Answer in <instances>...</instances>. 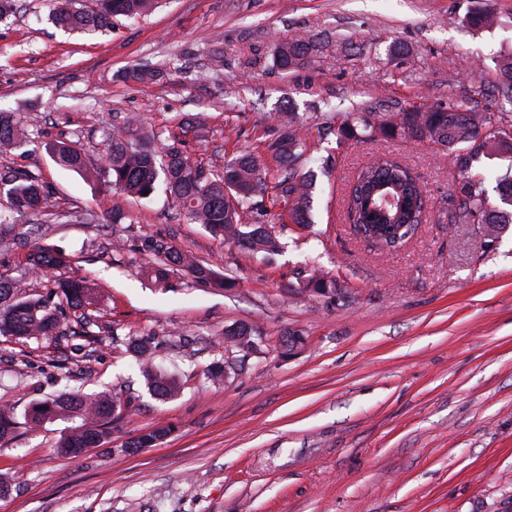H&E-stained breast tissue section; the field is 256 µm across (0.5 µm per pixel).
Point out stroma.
Instances as JSON below:
<instances>
[{"mask_svg":"<svg viewBox=\"0 0 512 512\" xmlns=\"http://www.w3.org/2000/svg\"><path fill=\"white\" fill-rule=\"evenodd\" d=\"M50 0H21L0 21V110L34 133L8 156L53 191L50 223L27 242L0 243V275H22L30 245L69 255L63 276L100 291L96 343L0 337V405L23 415L36 400L79 388L116 392L122 410L109 441L76 456L55 446L70 423L20 424L0 442L11 483L0 512H512V227L488 242L480 225L451 222L462 175L447 152L410 138L359 141L324 134L351 112L469 101L512 60V0H159L106 33L56 28ZM475 10L495 24L471 29ZM304 38L306 63L280 71L277 45ZM159 68L133 83L131 67ZM291 101L317 173L313 224H292L285 205L268 218L288 243L274 261L215 240L189 223L163 189L144 199L54 163L46 143L79 142L90 163L106 132L139 116L160 140L190 119L206 132L195 157L223 167L266 149L275 114ZM379 154L409 165L426 192L427 221L399 250L357 236L345 213L355 172ZM120 208L126 219L107 216ZM92 210L98 223H81ZM161 236L233 280L221 292L185 273L163 288L141 271L132 246ZM316 268L336 294L301 295L300 267ZM252 327L256 351L241 374L206 378L223 358L224 330ZM300 335L297 349L287 347ZM155 336L156 362L180 391L152 395L127 350ZM163 428L149 448L135 437Z\"/></svg>","mask_w":512,"mask_h":512,"instance_id":"stroma-1","label":"stroma"}]
</instances>
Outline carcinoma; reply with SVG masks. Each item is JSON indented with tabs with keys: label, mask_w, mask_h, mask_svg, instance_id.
<instances>
[{
	"label": "carcinoma",
	"mask_w": 512,
	"mask_h": 512,
	"mask_svg": "<svg viewBox=\"0 0 512 512\" xmlns=\"http://www.w3.org/2000/svg\"><path fill=\"white\" fill-rule=\"evenodd\" d=\"M156 0H94L95 7L77 6V0H53L52 23L65 30L93 29L106 32L112 19L134 18L149 13ZM312 46L303 39H290L276 47L275 64L282 70L305 63ZM277 135L269 143L279 164L274 181L260 166L258 155L243 151L224 163V169L206 172L192 160L185 140L174 137L158 151L155 135L134 120L106 135L100 170L88 171L83 149L72 141L46 144L53 160L60 166L90 176H106L109 188L127 196L149 197L163 185L185 217L201 224L215 238L243 246L263 259L284 252L273 224L250 221L251 214L263 208L265 198L288 206L294 224L310 223L307 201L315 190L313 177L303 173L299 162L308 152L303 124L297 113H277ZM345 137L376 140L409 136L420 142L448 149L455 166L466 173L459 193L461 200L455 219L482 226L484 235L495 239L506 228L502 212L490 206L484 188L486 177L471 171L482 155L512 153V133L496 127L493 116L477 112L464 101L446 106H411L397 112H357L338 127ZM29 142L27 130L15 115L0 110V154H12ZM0 191L5 194L9 214L0 215V224H13L16 218L37 221L49 202L47 185L35 175L18 168H0ZM393 203L380 207L382 193ZM423 191L415 173L389 157L381 156L363 167L352 180L346 199L349 223L381 249H398L410 240L424 222ZM372 218H367V215ZM134 249L151 258L144 274L155 283L166 285L170 276L184 271L197 285L224 290L234 286L231 279L217 273L189 251L161 237H144ZM26 273L49 274L69 265V257L46 246H33L26 256ZM66 297L67 307L53 303L43 295L29 294L24 278L0 277V336L16 339L80 338L89 336L94 324L90 308L95 306L96 290L85 277L74 276L56 281ZM302 294H336V281L310 271L298 283ZM254 335L246 325L224 331L230 348L243 344V337ZM154 338H143L134 345L136 363L153 393L172 397L178 393V379L164 373L150 357ZM120 407L116 396L84 394L79 390L36 401L25 412L26 423L39 427L57 419L77 422L56 445L62 455H76L83 448L98 446L109 435L110 425ZM18 421L13 408L0 405V441L9 438ZM164 428L138 436L133 448H146L162 439Z\"/></svg>",
	"instance_id": "obj_1"
}]
</instances>
